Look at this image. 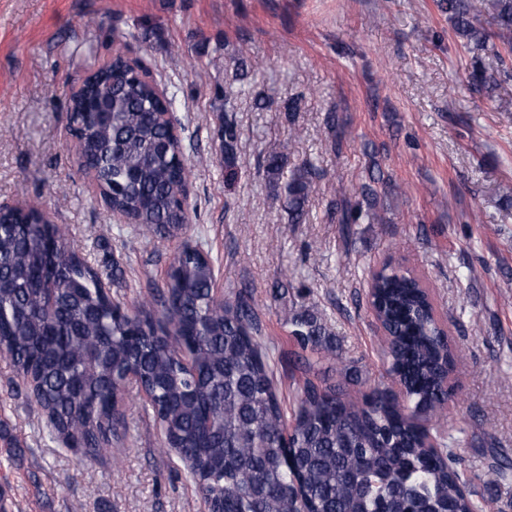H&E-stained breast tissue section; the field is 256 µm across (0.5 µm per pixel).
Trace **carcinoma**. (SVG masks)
Instances as JSON below:
<instances>
[{
	"mask_svg": "<svg viewBox=\"0 0 512 512\" xmlns=\"http://www.w3.org/2000/svg\"><path fill=\"white\" fill-rule=\"evenodd\" d=\"M496 29L487 34L470 16L469 0H438L464 44L497 60L512 91V0H483ZM136 73L122 48L69 100L78 151L92 162L101 198L133 224L166 237L183 226L190 169L181 131L162 113L173 110ZM240 131L224 116L220 138L228 181L239 172ZM274 189H283L288 223L306 220L311 164L293 166L274 146L263 155ZM340 203L341 223L378 219L377 192ZM38 211L0 210V355L20 378L39 386L37 409L57 439L85 458L110 447L115 417L109 399L135 373L167 447L211 512H484L476 477L458 468L453 448L431 441L446 417L458 349L435 318L428 289L408 271L383 266L371 274L369 302L385 331L384 354L401 395L376 388L353 398L309 378L331 352L317 314L286 318L303 354L288 360L301 373L292 422L276 392L252 294L225 301L216 273L197 245L174 254L164 283L125 313L101 290V276L70 246L65 228ZM170 324L156 334L157 314ZM512 462L497 460L490 481L507 480Z\"/></svg>",
	"mask_w": 512,
	"mask_h": 512,
	"instance_id": "obj_1",
	"label": "carcinoma"
}]
</instances>
